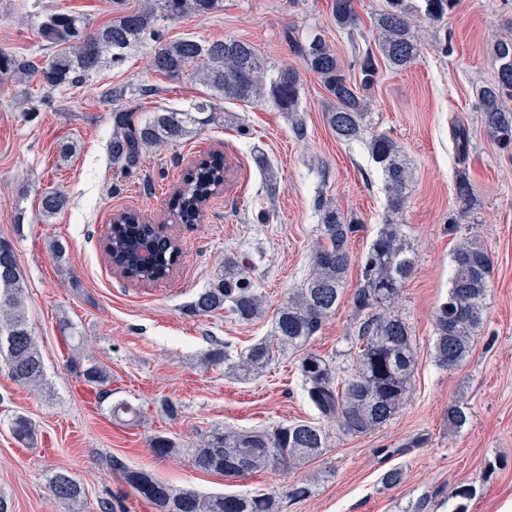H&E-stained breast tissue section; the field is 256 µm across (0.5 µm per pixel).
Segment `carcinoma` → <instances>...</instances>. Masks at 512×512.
<instances>
[{
    "label": "carcinoma",
    "mask_w": 512,
    "mask_h": 512,
    "mask_svg": "<svg viewBox=\"0 0 512 512\" xmlns=\"http://www.w3.org/2000/svg\"><path fill=\"white\" fill-rule=\"evenodd\" d=\"M454 0H387V8L374 18L375 50L354 59L361 75L354 82L346 73L336 51L319 34L292 43L294 53L306 71L322 82L334 105L326 119L336 138L344 142H365L372 162L380 170L387 195V213L376 238L361 259L362 282L351 300L358 326L359 347L353 372L341 377L332 361L306 349L319 335L345 292L352 261L350 241L362 223L354 211H344L320 195L315 206L321 212L319 238L311 251V269L302 287L289 293L274 316L273 334L260 339L248 350L234 355L229 345H214L207 363L223 366L242 380L262 374L276 354L300 353L299 370L307 399L318 421L298 420L272 429L238 430L215 428L188 447L177 438L157 434L149 448L159 458L186 456L193 466L207 472L239 478L267 469L288 474L294 468L322 456L329 447L328 429L334 426L344 435L357 437L387 424L408 402L417 354L409 325L395 311L401 288L414 268V255L404 238L399 216L409 198L413 173L403 147L385 133L372 131L370 102L361 89L371 85L383 64L395 70L412 66L420 57L417 21H439L448 14ZM224 8V0H147L135 9H120L115 17L96 28L64 12L44 15L40 37L55 52L41 62L18 59L0 53V74L35 80L48 89L74 84L95 73L110 57L122 65L128 51L138 44L153 42L150 69L170 79L196 78L215 95L226 100L258 102L271 100L282 112L300 108L301 72L293 66L268 69L252 44L229 38L213 42L196 39L166 41L159 21L184 15L208 16ZM336 25H357L353 0H333ZM496 79L479 89V110L491 138L507 148L512 145V38L500 39L490 48ZM216 120L209 104L198 103L190 112H155L139 121L123 108L112 111V161L130 167L137 164L143 149L177 143L192 133V127ZM224 186V161L208 157L199 161L183 178V187L169 200L171 218L180 224L196 223L201 206ZM456 199L467 207L473 188L462 172L455 182ZM66 196L51 191L41 198V213L50 219L64 211ZM151 246L153 262L139 266L131 256L141 239ZM110 259L123 262L130 275L140 281L165 278L180 260L179 250L159 236L151 223L134 211L121 222L112 223L106 238ZM491 258L477 238L461 242L452 257L448 298L435 312L436 364L453 370L471 355L475 338L486 319ZM24 276L12 244L0 239V365L10 379L27 387H40L46 379L44 353L25 315ZM199 316L226 310L236 319L252 322L265 313L263 297L242 260L224 255V269L192 302ZM72 349L70 363L77 376L96 390L110 385L112 375L100 362L81 357ZM468 421L465 408L448 405V427L460 429ZM14 438L31 444L36 438L31 420L22 414L12 418ZM125 483L150 502L156 512H279L275 493L254 495L201 493L176 489L146 470L129 468L112 460ZM316 478L288 486L290 500L313 494ZM54 496L68 504L84 498L82 484L67 470L50 478ZM477 495L472 484H459L448 494V512H468Z\"/></svg>",
    "instance_id": "carcinoma-1"
}]
</instances>
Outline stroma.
I'll use <instances>...</instances> for the list:
<instances>
[{
	"instance_id": "obj_1",
	"label": "stroma",
	"mask_w": 512,
	"mask_h": 512,
	"mask_svg": "<svg viewBox=\"0 0 512 512\" xmlns=\"http://www.w3.org/2000/svg\"><path fill=\"white\" fill-rule=\"evenodd\" d=\"M331 2L224 0L221 11L167 20L162 30L168 40L247 41L273 68L301 63L287 32L304 39L317 31L348 65L373 47V21L384 0H354L359 22L351 32L337 28ZM141 3L0 0V50L41 59L48 53L38 33L44 14L80 13L96 27L111 20L117 7ZM510 37L512 0H456L441 22L420 28L416 64L380 69L367 88L375 132L396 139L415 171L403 214L415 269L396 304L418 355L413 390L383 427L359 437H331L321 457L285 475L271 469L244 478L203 472L185 457H156L148 441L158 433L193 442L215 427L249 430L316 420L297 356H276L261 377L240 381L206 365L204 355L214 342L236 352L270 333L277 308L309 273L320 222L313 201L321 193L363 220L350 245L347 294L310 343L340 376L351 371L358 322L350 293L360 283V260L384 220L387 198L365 146L337 139L328 126L330 98L320 81L304 74L295 119L268 100L225 101L199 81L176 82L152 72L146 44L133 48L124 66L104 64L64 89L0 76V239L12 243L24 273L26 317L47 373L44 389L35 390L0 369V495L11 512H70L49 488L50 476L61 469L85 488L82 512H154L112 469L114 457L176 488L227 494L278 492L322 474L310 498L282 500L281 512H406L425 494L443 503L461 482L479 489L469 512H503L512 502V149H500L489 137L477 91L495 77L490 45ZM116 84L128 87L119 105L137 118L205 100L217 118L183 141L144 150L136 166L121 168L109 153L114 105L102 98ZM455 124L470 136L463 161L451 136ZM70 141L77 151L61 160L59 147ZM212 153L224 157L223 191L208 202L200 223H176L168 215L174 188ZM258 153L266 167L256 164ZM269 169L276 175L272 186ZM461 172L474 189L466 212L454 191ZM54 189L66 194L69 205L48 221L39 202ZM123 211L167 223L181 248L170 276L139 282L113 271L104 239L113 216ZM467 237L481 239L492 260L487 318L468 361L448 371L434 359V314L448 296L453 251ZM56 240L66 247L60 260L49 250ZM228 252L250 260L267 304L263 319L243 323L224 313L203 317L191 311ZM65 322L88 339L84 354L110 369V400H100L71 367L62 341ZM163 398L177 405V418L160 412ZM120 400L140 407L136 424L113 419L110 404ZM456 400L467 404L470 419L452 431L446 416ZM17 412L32 420L34 445L13 438L8 420ZM403 444L405 454H378ZM395 467L403 469V482L384 486L383 473Z\"/></svg>"
}]
</instances>
